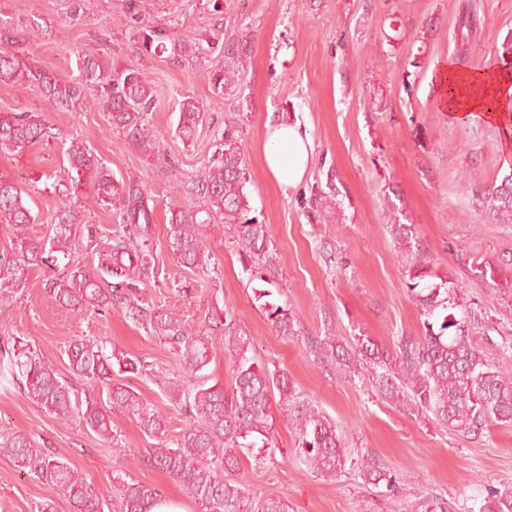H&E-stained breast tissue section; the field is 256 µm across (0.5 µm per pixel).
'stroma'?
<instances>
[{
    "label": "stroma",
    "instance_id": "1",
    "mask_svg": "<svg viewBox=\"0 0 512 512\" xmlns=\"http://www.w3.org/2000/svg\"><path fill=\"white\" fill-rule=\"evenodd\" d=\"M465 0H91L76 15V0H0V18L13 48L62 78L77 55L109 58L132 67L154 90L148 121L159 160L147 159L127 132L113 128L97 89L72 112H55L30 89L0 83V112H40L54 137L15 153H0V173L25 179L36 217L29 234L48 239L65 201L62 150L77 143L104 161L114 179L137 183L153 210V269L135 281L143 302L176 312L187 335L207 337L213 360L196 377L204 386H229L230 363L221 331L206 329L199 310L215 302L251 340L257 363L287 372L297 393L335 420L346 450L342 476L330 480L309 469L295 448L296 433L272 403V445L243 451L228 479L253 495L279 493L288 512H404L419 497L447 499L450 512H476L485 485L512 481V424L492 423L477 436L441 427L350 374L315 351L327 336L352 343L366 336L382 346L393 337L422 334L419 306L406 282L409 260L390 230L412 225L435 273L453 281L488 319L475 343L490 364H512V224L487 220L470 181L486 186L512 174V116L461 127L437 108L438 75L455 62ZM476 35L468 71L501 65L512 38V0H476ZM163 32L161 46L142 45L144 27ZM245 39L236 84L219 91L209 72L224 61V43ZM191 95L203 120L193 140L176 134L177 99ZM309 132L314 154L305 183L283 193L269 176L263 146L279 114ZM239 132L252 214L267 224L273 264L265 280L244 272L236 234L212 219L203 226L209 261L181 267L168 245L169 208L202 203L191 183L211 161L225 128ZM97 236L83 242L75 265L91 269L110 251L119 227L118 204L90 192L69 201ZM55 272L27 269L10 305L0 306V342L18 336L53 361L80 393L63 353L73 336L106 341L108 349L177 371L171 346L148 335L120 310L100 316L53 302L45 291ZM286 306L296 334L279 335L259 288ZM112 428L122 454L76 421H62L29 400L21 385L0 382V431L22 432L86 474L111 512H121L120 488L134 479L160 490L182 512H202L184 486L150 467L151 447L136 422L116 413ZM394 473L397 493L361 475V456ZM74 512L60 488L26 477L0 455V512Z\"/></svg>",
    "mask_w": 512,
    "mask_h": 512
}]
</instances>
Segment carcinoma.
I'll return each mask as SVG.
<instances>
[{"mask_svg":"<svg viewBox=\"0 0 512 512\" xmlns=\"http://www.w3.org/2000/svg\"><path fill=\"white\" fill-rule=\"evenodd\" d=\"M12 43L7 25L0 20V83L29 88L57 112L75 110L84 103L86 90L97 87L99 104L108 112L112 126L129 132L142 154H157L147 120L154 92L136 70L114 71L105 57L81 55L76 60L77 75L64 79L19 56ZM244 49L241 40L224 44V67L211 71L216 87L235 82L236 62ZM200 121L201 106L194 98L185 96L178 101L181 138H191ZM50 137L51 125L38 112H0V152H20ZM239 142L236 129H224L213 161L192 182L202 198L199 208H170L168 248L185 268L203 264L206 244L201 227L219 217L236 232L244 271L251 279L263 281L262 267L271 263L269 230L251 215ZM65 159V197H77L90 188L103 203L117 201L122 205V232L107 263L93 271L76 266L47 281L48 296L77 312L91 310L102 315L121 309L151 335L168 340L182 371L175 374L161 367L150 368L136 355L109 352L97 339L76 336L64 345L69 368L87 383L100 386L101 397H79L72 385L61 380L51 361L22 341L0 346V377L22 381L33 402L63 421L81 422L98 437L112 440L114 448L119 447V437L112 429V414L130 416L143 435L155 441L145 449L147 463L181 482L204 512H288V504L280 496L253 497L241 484L224 479V471L238 463V451L267 446L272 429L269 407L276 395L286 417L295 423L297 449L305 461L321 476L338 479L345 451L336 424L313 401L296 393L287 373L270 370L249 356L248 337L218 305H206L200 315L210 328L223 330L224 346L231 355L230 385L226 389L204 387L193 381L212 361L213 345L185 335L176 313L141 301L131 282L130 270L146 274L152 268L149 235L153 210L148 196L135 183L114 180L111 169L78 144L65 150ZM473 192L490 220L512 224L511 175L498 185L475 183ZM29 197L27 188L0 174V223L10 225L14 236L11 252L0 255V306L13 302L24 288L25 270L61 259L69 261L80 240L93 238V228L82 223L80 213L69 205L56 211L52 237L46 241L30 237L27 225L35 223V216ZM391 228L395 241L411 258L407 288L421 309L423 335L400 336L390 347H381L365 336L350 348L327 336L317 346L350 366L354 357L361 358L369 364L379 392L459 433L476 436L491 421L512 423V373L489 364L471 336L486 326L485 318L470 304L450 298L455 287L432 274L409 225L393 224ZM263 309L281 335L295 334L294 317L283 306L266 301ZM116 374L153 377L163 395L183 411L189 424L176 446L168 441L167 418L151 409L130 384L115 381ZM0 454L12 458L27 477L60 488L73 502L75 512H104L87 476L50 449L37 447L28 435H0ZM361 467L370 480L385 484L390 492L397 491V477L373 459H364ZM161 500L162 494L152 486L135 481L122 484V512H151ZM410 512H449L448 501L425 496L411 505ZM479 512H512V484L486 485Z\"/></svg>","mask_w":512,"mask_h":512,"instance_id":"1","label":"carcinoma"}]
</instances>
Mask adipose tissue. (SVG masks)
Wrapping results in <instances>:
<instances>
[{"label": "adipose tissue", "mask_w": 512, "mask_h": 512, "mask_svg": "<svg viewBox=\"0 0 512 512\" xmlns=\"http://www.w3.org/2000/svg\"><path fill=\"white\" fill-rule=\"evenodd\" d=\"M445 105L455 113H480L494 119L502 105L512 99V71L494 68L465 72L446 66L443 74ZM313 156V142L300 124H279L270 128L264 144V159L270 176L283 191L301 185Z\"/></svg>", "instance_id": "ef3b65f1"}]
</instances>
